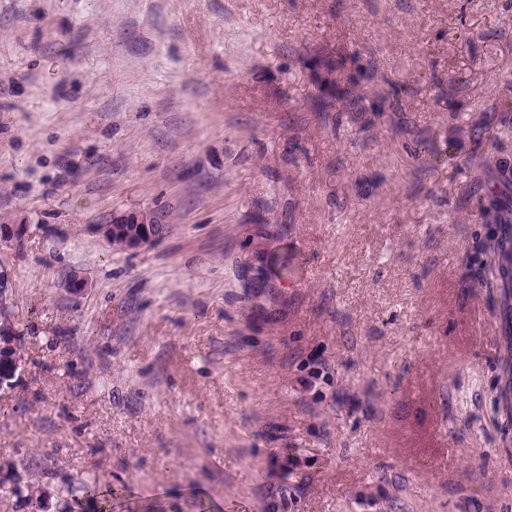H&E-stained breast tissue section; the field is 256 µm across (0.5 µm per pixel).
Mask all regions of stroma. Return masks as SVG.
I'll use <instances>...</instances> for the list:
<instances>
[{
  "label": "stroma",
  "mask_w": 512,
  "mask_h": 512,
  "mask_svg": "<svg viewBox=\"0 0 512 512\" xmlns=\"http://www.w3.org/2000/svg\"><path fill=\"white\" fill-rule=\"evenodd\" d=\"M316 53L359 106L318 111ZM508 101L512 0H0V512L87 479L112 512H512V348L466 276ZM153 208L157 242L96 231ZM12 330L4 317L0 323V390L11 388L17 373L27 366L24 350L17 346Z\"/></svg>",
  "instance_id": "1"
}]
</instances>
